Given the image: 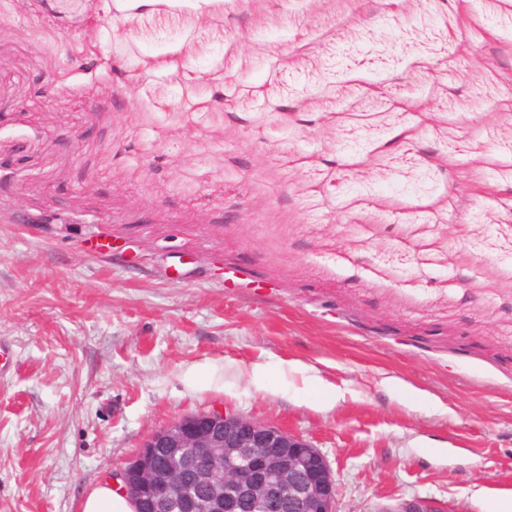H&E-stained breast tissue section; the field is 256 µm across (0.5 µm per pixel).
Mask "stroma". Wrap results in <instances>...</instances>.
Returning a JSON list of instances; mask_svg holds the SVG:
<instances>
[{"label":"stroma","mask_w":512,"mask_h":512,"mask_svg":"<svg viewBox=\"0 0 512 512\" xmlns=\"http://www.w3.org/2000/svg\"><path fill=\"white\" fill-rule=\"evenodd\" d=\"M224 408L512 498V0H0V512Z\"/></svg>","instance_id":"stroma-1"}]
</instances>
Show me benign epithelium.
Here are the masks:
<instances>
[{
	"label": "benign epithelium",
	"instance_id": "benign-epithelium-1",
	"mask_svg": "<svg viewBox=\"0 0 512 512\" xmlns=\"http://www.w3.org/2000/svg\"><path fill=\"white\" fill-rule=\"evenodd\" d=\"M127 491L154 494L161 512H337V482L327 457L302 435L227 410L174 419L155 430L115 474ZM208 491L205 502L196 487ZM376 512H452L415 496Z\"/></svg>",
	"mask_w": 512,
	"mask_h": 512
}]
</instances>
